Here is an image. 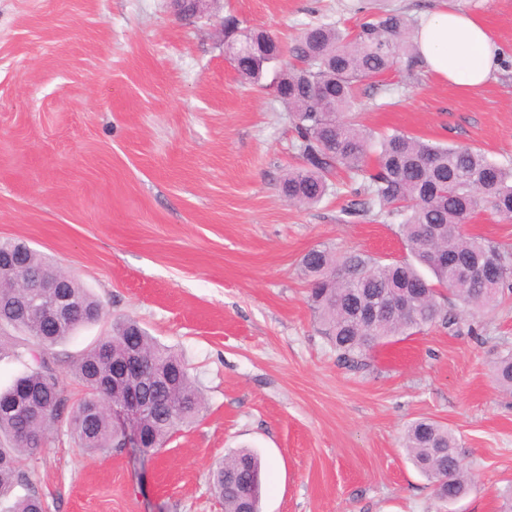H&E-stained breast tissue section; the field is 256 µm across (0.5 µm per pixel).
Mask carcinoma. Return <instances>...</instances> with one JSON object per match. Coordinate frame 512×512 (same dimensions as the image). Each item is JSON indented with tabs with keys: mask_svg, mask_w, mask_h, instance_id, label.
I'll return each mask as SVG.
<instances>
[{
	"mask_svg": "<svg viewBox=\"0 0 512 512\" xmlns=\"http://www.w3.org/2000/svg\"><path fill=\"white\" fill-rule=\"evenodd\" d=\"M224 53L253 86L261 85L268 65L278 67L274 92L292 112L304 161L281 181L288 202H321L332 188L329 176L344 168L367 182L365 199L346 213L377 207L399 219L411 262L384 263L361 252L327 248L312 249L302 258L311 306L339 361L364 368L376 346L409 331L447 326L456 314L454 306L439 301L442 288L473 314L497 302L500 286L512 278V252L466 234L463 224L485 206L512 218V166L492 162L476 148L400 131L376 137L357 120L360 83L395 67L405 56L417 61L411 23L404 14H370L354 32L325 23L310 25L289 48L265 31L239 27ZM4 251L18 258L22 271L0 269V356L10 351L24 370L0 389V501L24 486L27 493L15 499L10 512H44L42 496L30 480V465L42 458L58 430L66 429L88 454L123 451L125 437L112 424V406L123 404L133 389L147 400L140 424L147 437L145 451L154 452L199 417L204 397L183 357L126 317L112 320L106 335L72 359L71 372L86 394L71 401L59 385L55 347L79 328L104 320V307L73 277L65 292L74 310L60 325L17 314L10 303L22 292L17 284L23 276H50L56 267L41 252L14 240H0ZM486 264L501 269L497 280L454 273L456 267ZM400 294L411 300L406 309L392 306ZM374 300L389 306L370 324L363 309ZM134 354L141 357L145 372L160 366L168 378L112 389V365ZM494 380L512 387V354L500 360ZM404 447L433 483L438 500L457 498L473 484L455 458L458 444L448 428L416 421L405 432ZM261 474V460L248 448L214 462L211 484L224 512H261Z\"/></svg>",
	"mask_w": 512,
	"mask_h": 512,
	"instance_id": "1",
	"label": "carcinoma"
}]
</instances>
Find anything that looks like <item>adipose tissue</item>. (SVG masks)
<instances>
[{"label": "adipose tissue", "mask_w": 512, "mask_h": 512, "mask_svg": "<svg viewBox=\"0 0 512 512\" xmlns=\"http://www.w3.org/2000/svg\"><path fill=\"white\" fill-rule=\"evenodd\" d=\"M414 40L427 72L463 92L485 84L504 56L483 24L452 9L429 14Z\"/></svg>", "instance_id": "obj_1"}]
</instances>
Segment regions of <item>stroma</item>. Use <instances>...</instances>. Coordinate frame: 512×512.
<instances>
[{
	"label": "stroma",
	"instance_id": "1",
	"mask_svg": "<svg viewBox=\"0 0 512 512\" xmlns=\"http://www.w3.org/2000/svg\"><path fill=\"white\" fill-rule=\"evenodd\" d=\"M445 7L490 30L503 68L469 93L420 64L385 73L362 85L358 119L512 163V0H216L191 22L169 0H0V239L27 242L101 301L106 321L63 353L131 316L183 354L205 398L146 460L92 456L58 431L31 472L48 512H224L210 469L240 447L265 463L262 512H502L512 390L492 368L512 353V278L480 317L395 337L365 370L338 363L303 255L409 252L395 219L344 214L346 176L316 205L288 203L292 116L242 80L219 34L229 14L288 43L312 24ZM422 418L448 427L474 480L454 502L404 449Z\"/></svg>",
	"mask_w": 512,
	"mask_h": 512
}]
</instances>
